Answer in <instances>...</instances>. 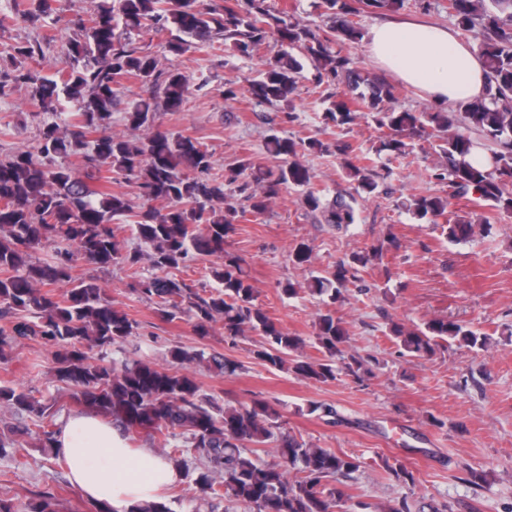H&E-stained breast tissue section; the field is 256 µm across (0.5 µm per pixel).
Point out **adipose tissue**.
<instances>
[{
  "mask_svg": "<svg viewBox=\"0 0 512 512\" xmlns=\"http://www.w3.org/2000/svg\"><path fill=\"white\" fill-rule=\"evenodd\" d=\"M367 51L434 106L466 102L485 91L482 60L450 28L412 21L377 23L368 31ZM56 447L71 481L91 501L116 512L157 500L161 489L179 478L161 455L149 448L131 451L117 428L92 415L70 416L56 435Z\"/></svg>",
  "mask_w": 512,
  "mask_h": 512,
  "instance_id": "obj_1",
  "label": "adipose tissue"
}]
</instances>
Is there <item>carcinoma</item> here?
<instances>
[{
    "label": "carcinoma",
    "mask_w": 512,
    "mask_h": 512,
    "mask_svg": "<svg viewBox=\"0 0 512 512\" xmlns=\"http://www.w3.org/2000/svg\"><path fill=\"white\" fill-rule=\"evenodd\" d=\"M56 0H15V13L35 18L56 11ZM401 0H313L327 29L312 28L285 13L274 12L267 0H100L88 15L75 22L59 80L41 75L25 61L44 54L35 41L14 48L13 69L0 74V97L18 85L29 88L31 98L44 111L56 112L58 85L76 111L65 135L55 123L43 127L31 150L0 154V355L20 340L40 337L56 348L54 375L73 387V401L101 412L126 432H158L167 439L183 438L171 453L194 464L195 484L207 502L236 501L253 512H336L350 497L333 483L359 468L351 456L330 448L312 447L296 437L276 435L278 416L264 400L250 406L218 409L201 393L195 378L178 368L156 367L136 361L116 367L107 360L112 346L135 335L138 323L119 311L105 296L97 279L72 275L80 256L100 268L124 264L138 266L143 253L126 248L112 223L133 216L137 239L149 245L153 273L135 274L130 291L156 300L161 317L172 321L184 314L200 336L211 324L222 322L224 335L237 337L249 329L262 337L256 358L272 367H284L290 352L303 340L277 326L255 304V288L244 262L224 248L226 239L245 211L228 202L225 187L248 203L249 211L263 215L274 199L290 186L308 187L303 205L327 224L348 227L356 221L354 208L343 199L327 200L309 188L313 179L301 157L330 150L353 181L354 192L365 199L380 193V176L373 160L347 142L331 145L318 138L272 136L266 156L252 157L225 171L212 174L210 152L197 140L153 131L138 141L108 132L112 110L120 104L126 84L135 80L149 86L169 112L182 108L189 81L176 61L194 43L200 48L229 46L249 58L270 38L280 51L269 59L260 77L249 86L256 107L275 106L297 89L303 65L301 55L314 67L312 80L328 102L323 122L328 128L350 130L369 114L388 130L381 150L395 158L408 154L410 142L423 135L439 139L441 161L433 177L448 187V194L417 195L408 210L416 217L436 221L448 213L449 200L473 195L478 204L499 212H512V0H448V15L458 29L477 41L486 68L488 87L480 99L454 106L452 112H410L398 107V89L382 76L360 70L341 44L360 40L355 18L399 6ZM143 29L167 33L163 46L170 67L159 66L157 56L136 45ZM156 103H125V119L134 129L153 126ZM487 151L491 164L476 167L467 161L475 147ZM73 157L78 163L65 162ZM141 200L134 209L133 199ZM168 206L161 212L155 200ZM450 240L473 234L464 219L446 220ZM44 241H57L50 262L31 260V251ZM215 256L222 263L211 268L217 289L200 294L169 274L190 253ZM379 249L361 250L340 263L329 277H313L312 291L336 304L348 275L364 267ZM291 261L311 263L308 244L297 243ZM62 288L58 296L54 289ZM27 317H21V314ZM405 350L429 356L439 342L461 339L483 349L489 337L446 317L434 318L425 329H391ZM345 330L332 310L318 315L316 342L324 359H294L297 375L327 382L336 379L335 359ZM97 349L99 356L88 355ZM175 364L203 361L220 371L235 369L223 357L205 358L181 347L170 350ZM0 407L35 416L34 425L46 448L55 446V412L32 392L0 385ZM279 441L277 459L266 462L258 449ZM56 495L44 492L22 506L0 498V512H55Z\"/></svg>",
    "instance_id": "obj_1"
}]
</instances>
